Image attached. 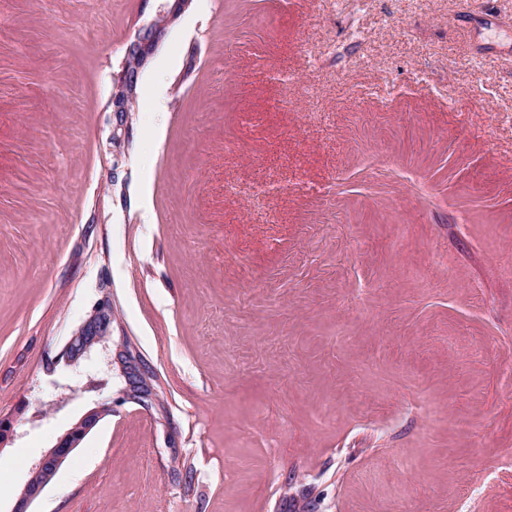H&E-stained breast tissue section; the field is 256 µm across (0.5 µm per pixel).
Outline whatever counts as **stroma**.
<instances>
[{"mask_svg": "<svg viewBox=\"0 0 512 512\" xmlns=\"http://www.w3.org/2000/svg\"><path fill=\"white\" fill-rule=\"evenodd\" d=\"M159 5L0 0V512H512V0ZM190 2L191 1L189 0H173L172 4H164L163 14H166L168 16L167 22L164 24H156V22H152L151 24H149L147 27L152 26L151 38L148 40L137 39L130 45L129 51L127 52V56L133 54L145 63L149 59V57L155 52L159 43L165 36L167 23L180 16L189 6ZM140 69L135 72V75L131 74V72L125 67V64L121 65L120 71L113 75V82L115 84V95L112 98L113 110L117 113L124 112H134V103L137 101V84L135 89L134 100L128 104L126 97H123L120 94V91L125 89L126 87L134 86L135 81ZM93 356L103 358L108 373L112 371V300L108 295L99 299L89 315L71 333L58 362L77 365ZM109 412H112V409L106 405H100L87 411L32 464L29 479L18 496L12 512H33L29 510L30 507L41 496L44 488L57 474L69 455L80 447L81 442L98 421Z\"/></svg>", "mask_w": 512, "mask_h": 512, "instance_id": "obj_1", "label": "stroma"}]
</instances>
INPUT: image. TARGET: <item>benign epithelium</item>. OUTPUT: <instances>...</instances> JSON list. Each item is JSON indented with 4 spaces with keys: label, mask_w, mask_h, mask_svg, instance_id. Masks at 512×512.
I'll use <instances>...</instances> for the list:
<instances>
[{
    "label": "benign epithelium",
    "mask_w": 512,
    "mask_h": 512,
    "mask_svg": "<svg viewBox=\"0 0 512 512\" xmlns=\"http://www.w3.org/2000/svg\"><path fill=\"white\" fill-rule=\"evenodd\" d=\"M152 36L148 40H136L130 47L127 55H135L142 61H147L155 52L159 43L166 34V25L151 23ZM136 76L124 66L113 75L115 95L112 98L113 111L126 113L129 109L128 101L120 91L128 86L135 85ZM94 356L103 358L107 370H112V300L105 295L99 299L89 315L71 333L59 357L67 365H76L83 360ZM111 408L100 405L87 411L74 423L56 443L48 449L30 468V476L24 485L12 512H30L32 504L41 496L44 488L68 459L69 455L96 426L98 421Z\"/></svg>",
    "instance_id": "1"
}]
</instances>
